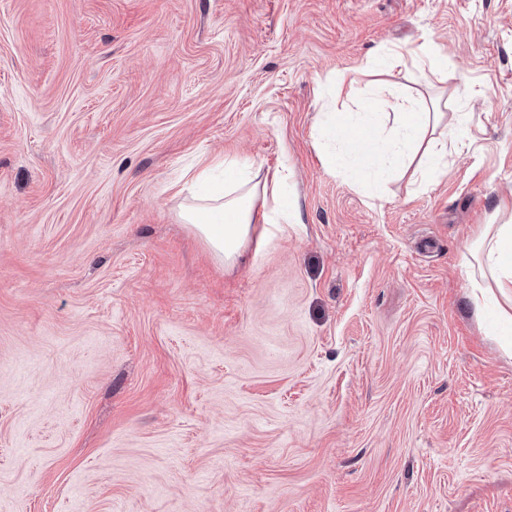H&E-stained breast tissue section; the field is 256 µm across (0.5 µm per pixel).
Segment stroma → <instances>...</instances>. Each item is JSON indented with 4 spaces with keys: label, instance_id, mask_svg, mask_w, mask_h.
Wrapping results in <instances>:
<instances>
[{
    "label": "stroma",
    "instance_id": "obj_1",
    "mask_svg": "<svg viewBox=\"0 0 512 512\" xmlns=\"http://www.w3.org/2000/svg\"><path fill=\"white\" fill-rule=\"evenodd\" d=\"M341 72L384 134L445 103L446 168L358 178ZM217 158L288 172L230 266L176 195ZM510 221L512 0H0V512H512ZM478 244L475 260L482 272L481 280L489 279L497 288L502 304L498 303V321L508 327L512 325V224H492ZM505 306H504V305Z\"/></svg>",
    "mask_w": 512,
    "mask_h": 512
}]
</instances>
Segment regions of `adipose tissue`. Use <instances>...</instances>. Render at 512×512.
<instances>
[{
    "mask_svg": "<svg viewBox=\"0 0 512 512\" xmlns=\"http://www.w3.org/2000/svg\"><path fill=\"white\" fill-rule=\"evenodd\" d=\"M395 121L389 138H376L363 143L360 132L345 119H337L336 136L350 147L358 165L395 173L414 161L416 155L429 160H442L447 155L446 136L437 135L439 112L416 108L404 101L392 104ZM228 189L196 197L185 203L180 217L203 237L213 255L227 264L236 263L244 254L245 244L255 224L285 223L282 180L272 176L266 182L256 181L248 167L225 163ZM475 260L482 272L472 281L473 304H480L492 281L502 304L498 321L512 325V224H497L483 234Z\"/></svg>",
    "mask_w": 512,
    "mask_h": 512,
    "instance_id": "ef3b65f1",
    "label": "adipose tissue"
}]
</instances>
